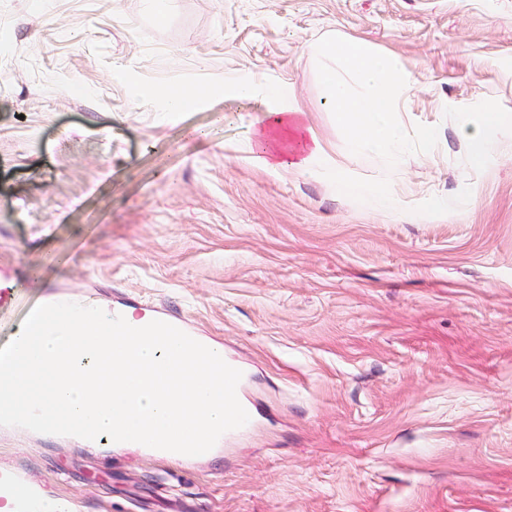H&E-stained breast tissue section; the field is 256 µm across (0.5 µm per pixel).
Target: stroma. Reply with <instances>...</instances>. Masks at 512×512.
<instances>
[{"mask_svg":"<svg viewBox=\"0 0 512 512\" xmlns=\"http://www.w3.org/2000/svg\"><path fill=\"white\" fill-rule=\"evenodd\" d=\"M327 33L396 58L429 155L349 153ZM227 78L283 86L393 209L258 162L261 103L161 95ZM489 111L512 113V0H0V343L50 297L164 310L254 412L199 463L1 430L0 461L79 512H512V127L479 168L461 137ZM162 96L171 111L189 112L199 99L212 94L210 88L187 89L181 86H170L163 90Z\"/></svg>","mask_w":512,"mask_h":512,"instance_id":"35a3bbf8","label":"stroma"}]
</instances>
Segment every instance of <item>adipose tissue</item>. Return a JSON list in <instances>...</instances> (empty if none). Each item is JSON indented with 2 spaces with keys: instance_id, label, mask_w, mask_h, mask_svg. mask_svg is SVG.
Listing matches in <instances>:
<instances>
[{
  "instance_id": "obj_1",
  "label": "adipose tissue",
  "mask_w": 512,
  "mask_h": 512,
  "mask_svg": "<svg viewBox=\"0 0 512 512\" xmlns=\"http://www.w3.org/2000/svg\"><path fill=\"white\" fill-rule=\"evenodd\" d=\"M316 51L329 60L320 71V80L351 154L366 164L378 155L400 159L415 143L426 153L434 148L439 137L435 128L422 127L411 134L396 118L395 105L408 76L395 58L342 37L325 41ZM351 77L364 85V96L352 94L347 83ZM506 125L512 126L510 112H484L466 123L463 138L473 165L486 162L499 129ZM255 135L263 162L272 168L307 173L317 171L323 161L324 149L310 135L303 113L288 109L265 113ZM336 186L377 212L391 210L395 203L389 186L381 180L353 182L340 176Z\"/></svg>"
}]
</instances>
